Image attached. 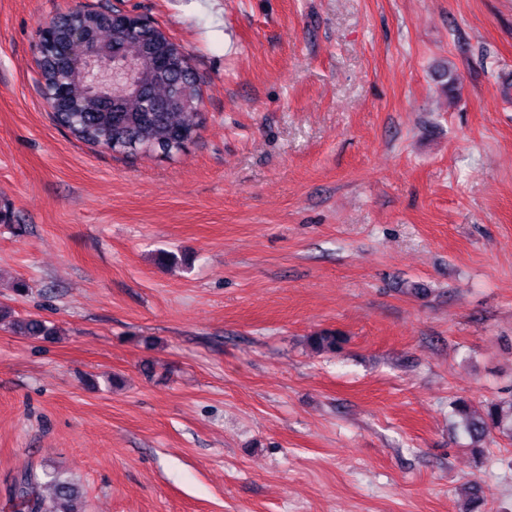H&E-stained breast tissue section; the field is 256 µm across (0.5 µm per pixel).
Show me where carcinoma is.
I'll return each instance as SVG.
<instances>
[{
	"label": "carcinoma",
	"mask_w": 512,
	"mask_h": 512,
	"mask_svg": "<svg viewBox=\"0 0 512 512\" xmlns=\"http://www.w3.org/2000/svg\"><path fill=\"white\" fill-rule=\"evenodd\" d=\"M75 29L94 37L104 52L116 44L134 56L145 94L127 96L117 112L99 111L98 91L84 80L82 47L71 41ZM60 43L71 45L74 51L66 57L58 54L54 45ZM161 46L166 49L168 62L163 72L154 62V52ZM186 57L185 48L161 29L142 26L131 32L116 9L90 7L81 15L60 14L50 38L43 41L39 74L43 89L60 97L58 110L52 113L53 121L75 140L122 156L162 153L173 157L199 137L205 123L200 79L185 64ZM175 96L183 98L187 106L161 108ZM17 328L37 339L55 334L46 321L37 318L19 321ZM308 342L318 352L334 354L340 349L342 338L325 331L308 337ZM453 411L478 454L482 453L480 443L495 432L512 440V395L488 403L478 417L470 415L468 403L462 399L454 403ZM20 477L24 486L12 490L19 512H76L74 505L82 497L81 488L60 471L46 467L39 471L27 469Z\"/></svg>",
	"instance_id": "1"
}]
</instances>
